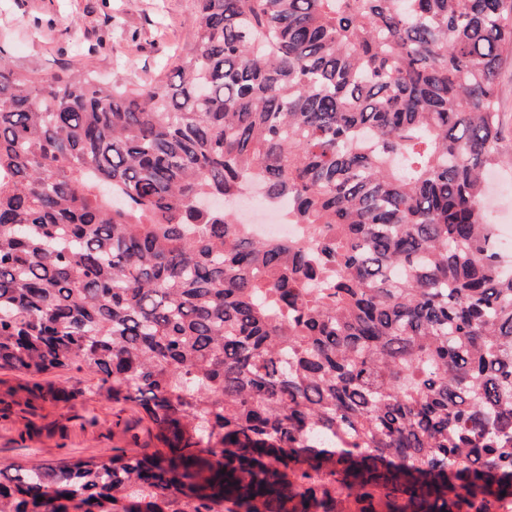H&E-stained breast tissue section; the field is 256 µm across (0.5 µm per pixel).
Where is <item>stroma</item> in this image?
<instances>
[{
	"instance_id": "1",
	"label": "stroma",
	"mask_w": 512,
	"mask_h": 512,
	"mask_svg": "<svg viewBox=\"0 0 512 512\" xmlns=\"http://www.w3.org/2000/svg\"><path fill=\"white\" fill-rule=\"evenodd\" d=\"M193 0H0V50L19 69L52 74L92 67L102 80L146 83L172 71L191 37ZM51 397L0 414V463L106 460L116 450H152L153 431L127 432L134 409L96 391L89 369L41 376Z\"/></svg>"
}]
</instances>
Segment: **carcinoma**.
Here are the masks:
<instances>
[{"instance_id": "1", "label": "carcinoma", "mask_w": 512, "mask_h": 512, "mask_svg": "<svg viewBox=\"0 0 512 512\" xmlns=\"http://www.w3.org/2000/svg\"><path fill=\"white\" fill-rule=\"evenodd\" d=\"M194 2L167 81L0 54V369L159 444L0 463V512H512V0ZM248 176L303 238L197 206ZM499 98L504 122V139L501 147L506 153H512V66L500 77ZM502 181L508 184V187H504L500 189L496 194L497 207L494 203L493 199V190L497 181V176ZM497 171H488L486 174V183L488 186V195L486 198V212L487 215L493 223L495 232L503 246V249L510 253L512 250V228L511 225L507 223L506 217L503 219L498 215V210L507 216L512 211V167L504 166L499 168Z\"/></svg>"}]
</instances>
